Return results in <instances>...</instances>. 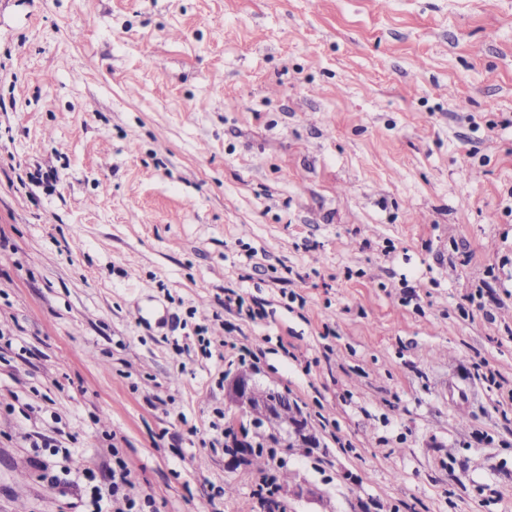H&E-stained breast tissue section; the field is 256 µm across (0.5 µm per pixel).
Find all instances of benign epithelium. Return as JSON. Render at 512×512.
Listing matches in <instances>:
<instances>
[{"instance_id": "benign-epithelium-1", "label": "benign epithelium", "mask_w": 512, "mask_h": 512, "mask_svg": "<svg viewBox=\"0 0 512 512\" xmlns=\"http://www.w3.org/2000/svg\"><path fill=\"white\" fill-rule=\"evenodd\" d=\"M255 387L256 382L251 374L242 372L234 376L227 384L230 406L247 415L254 428L259 431L290 437L308 446L315 441L307 419L296 409L288 393L269 389L263 398L257 399L253 396ZM287 408L293 412V418L283 422L280 414ZM250 452L249 442L235 437L230 440L228 455L231 462L238 461Z\"/></svg>"}]
</instances>
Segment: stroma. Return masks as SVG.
<instances>
[{
  "label": "stroma",
  "mask_w": 512,
  "mask_h": 512,
  "mask_svg": "<svg viewBox=\"0 0 512 512\" xmlns=\"http://www.w3.org/2000/svg\"><path fill=\"white\" fill-rule=\"evenodd\" d=\"M244 368L316 447L229 463ZM120 468L512 512V0H0V512Z\"/></svg>",
  "instance_id": "35a3bbf8"
}]
</instances>
